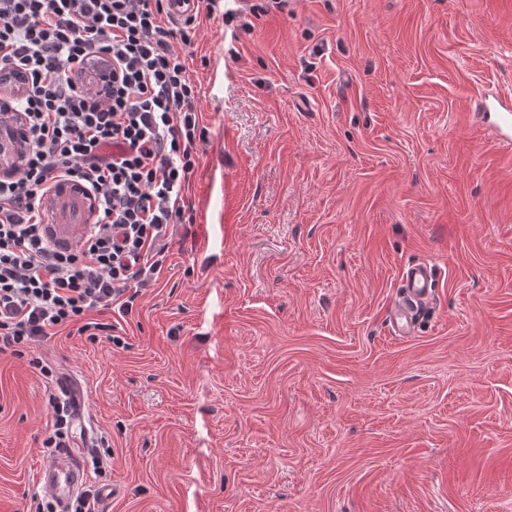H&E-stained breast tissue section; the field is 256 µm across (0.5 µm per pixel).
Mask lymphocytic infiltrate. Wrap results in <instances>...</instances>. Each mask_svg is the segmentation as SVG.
Instances as JSON below:
<instances>
[{
  "label": "lymphocytic infiltrate",
  "mask_w": 512,
  "mask_h": 512,
  "mask_svg": "<svg viewBox=\"0 0 512 512\" xmlns=\"http://www.w3.org/2000/svg\"><path fill=\"white\" fill-rule=\"evenodd\" d=\"M172 0H0V73L24 74L10 99L26 121L24 162L0 176V352L73 327L122 339L99 312L131 313L158 277L206 128L181 46L192 20ZM83 186L92 223L72 244L49 233L44 198ZM45 447L72 442L73 402L50 396Z\"/></svg>",
  "instance_id": "1"
}]
</instances>
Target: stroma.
<instances>
[{"instance_id":"obj_1","label":"stroma","mask_w":512,"mask_h":512,"mask_svg":"<svg viewBox=\"0 0 512 512\" xmlns=\"http://www.w3.org/2000/svg\"><path fill=\"white\" fill-rule=\"evenodd\" d=\"M206 142L124 344L0 353V512H36L48 398L110 453L101 512H512V0H200ZM436 269L412 336L387 313ZM470 116L488 138L502 151L512 152V100L478 96L470 101ZM495 117L492 119L491 114ZM434 266L425 260L403 268L399 298L391 307L388 322L394 336L407 337L414 333L419 314L430 303L435 291Z\"/></svg>"}]
</instances>
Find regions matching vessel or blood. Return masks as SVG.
<instances>
[{
    "label": "vessel or blood",
    "mask_w": 512,
    "mask_h": 512,
    "mask_svg": "<svg viewBox=\"0 0 512 512\" xmlns=\"http://www.w3.org/2000/svg\"><path fill=\"white\" fill-rule=\"evenodd\" d=\"M470 116L482 128L488 138L502 151L512 152V100L490 99L484 96L471 100ZM83 197L65 195L57 204L58 227L69 232L75 214L84 208ZM435 288V270L425 260L408 264L403 268L399 284V298L391 307L388 322L391 331L399 337L413 334L420 313L430 303ZM40 480L50 488L59 501L67 499L85 480L79 451L62 449L49 464L40 471Z\"/></svg>",
    "instance_id": "vessel-or-blood-1"
}]
</instances>
